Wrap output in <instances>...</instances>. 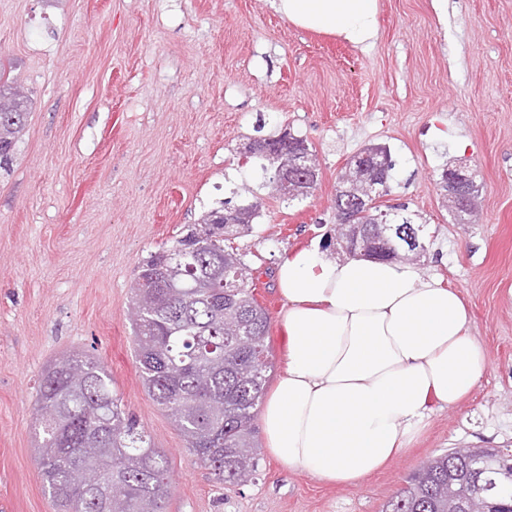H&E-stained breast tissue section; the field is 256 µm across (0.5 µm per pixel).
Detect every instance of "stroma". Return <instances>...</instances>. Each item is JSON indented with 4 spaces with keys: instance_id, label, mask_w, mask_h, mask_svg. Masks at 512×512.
Instances as JSON below:
<instances>
[{
    "instance_id": "1",
    "label": "stroma",
    "mask_w": 512,
    "mask_h": 512,
    "mask_svg": "<svg viewBox=\"0 0 512 512\" xmlns=\"http://www.w3.org/2000/svg\"><path fill=\"white\" fill-rule=\"evenodd\" d=\"M363 48L297 27L270 0H0V72L30 115L0 172V512H55L34 448L36 387L71 352L95 356L168 461L166 512H384L407 477L454 448H512V0H376ZM306 140L316 189L284 201L238 164L256 133ZM395 162L386 201L424 225L422 277L456 289L488 370L432 404L401 457L331 486L258 448L259 470L217 483L144 390L128 319L140 263L225 202L262 200L234 240L260 270L273 374L288 338L276 266L333 232L337 176L371 145ZM468 166L472 223L440 174Z\"/></svg>"
}]
</instances>
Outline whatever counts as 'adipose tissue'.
<instances>
[{"mask_svg":"<svg viewBox=\"0 0 512 512\" xmlns=\"http://www.w3.org/2000/svg\"><path fill=\"white\" fill-rule=\"evenodd\" d=\"M288 22L364 47L379 32L376 0H272ZM288 336L264 404L266 450L286 468L351 485L403 454L431 402L475 388L487 354L460 293L412 264L306 248L277 266Z\"/></svg>","mask_w":512,"mask_h":512,"instance_id":"adipose-tissue-1","label":"adipose tissue"}]
</instances>
